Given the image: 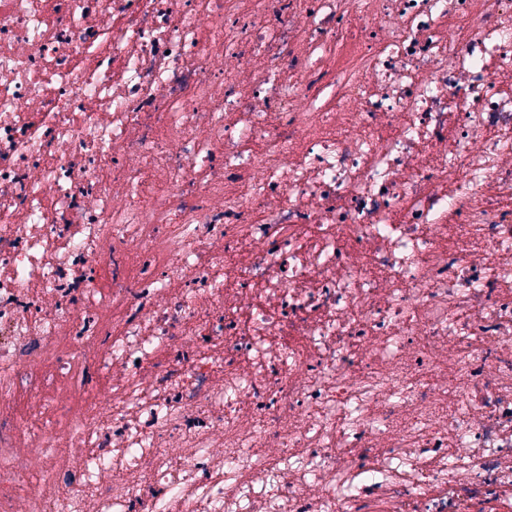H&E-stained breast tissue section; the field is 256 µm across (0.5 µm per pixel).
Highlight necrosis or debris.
I'll use <instances>...</instances> for the list:
<instances>
[{"label":"necrosis or debris","instance_id":"necrosis-or-debris-1","mask_svg":"<svg viewBox=\"0 0 512 512\" xmlns=\"http://www.w3.org/2000/svg\"><path fill=\"white\" fill-rule=\"evenodd\" d=\"M512 0H0V512H512Z\"/></svg>","mask_w":512,"mask_h":512}]
</instances>
